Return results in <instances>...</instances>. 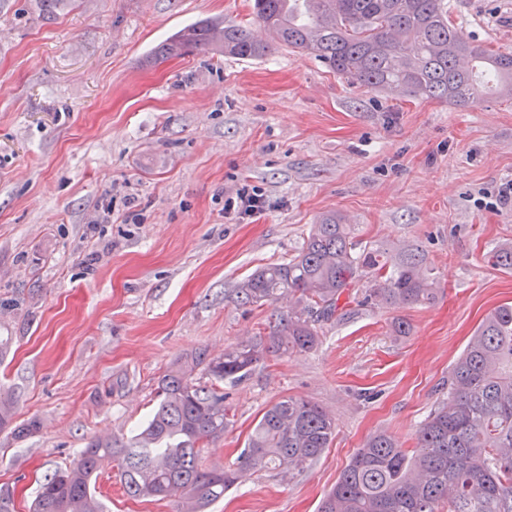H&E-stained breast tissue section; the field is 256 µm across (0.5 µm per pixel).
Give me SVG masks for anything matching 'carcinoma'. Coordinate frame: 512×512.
<instances>
[{
    "mask_svg": "<svg viewBox=\"0 0 512 512\" xmlns=\"http://www.w3.org/2000/svg\"><path fill=\"white\" fill-rule=\"evenodd\" d=\"M274 42L313 56L370 91L473 101L493 81L512 98V53H489L450 20L444 0H253ZM260 57L269 45L244 28L200 20L177 31L157 56L197 50ZM491 266L512 270V241L489 251ZM390 307L430 303L436 284L420 252L356 249L336 214L314 225L301 251L256 269L237 288L243 305L288 299L269 332L212 358L200 350L157 381L158 402L129 438L94 437L77 458L40 483L31 512H104L93 478L116 469L132 499H176L177 512H207L224 492L260 471H301L335 436L318 403L285 397L262 414L233 465L207 466L205 444L230 424L224 382L239 383L269 356L305 353L324 322L342 318L352 290ZM15 393L0 391V429L12 424ZM319 512H512V305L481 323L448 379V400L427 417L408 449L386 432L366 439L321 502Z\"/></svg>",
    "mask_w": 512,
    "mask_h": 512,
    "instance_id": "obj_1",
    "label": "carcinoma"
}]
</instances>
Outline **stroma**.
Returning <instances> with one entry per match:
<instances>
[{"label":"stroma","mask_w":512,"mask_h":512,"mask_svg":"<svg viewBox=\"0 0 512 512\" xmlns=\"http://www.w3.org/2000/svg\"><path fill=\"white\" fill-rule=\"evenodd\" d=\"M454 24L489 51L512 50V0H447ZM221 17L261 41L252 0H70L56 17L0 0V388L18 396L0 430V486L29 512L39 481L94 436H130L159 377L199 350L217 356L259 334L287 302L243 306L238 284L304 246L333 213L354 241L427 258L431 305L351 304L319 347L268 358L229 388L231 423L203 452L231 464L264 410L287 396L335 419L329 448L293 473H256L211 512H318L366 438L414 447L448 378L512 273L487 265L512 241V99L464 107L374 92L273 45L242 59L207 50L156 60L166 37ZM245 188L265 209L225 201ZM137 219L124 223L127 213ZM412 331L396 336L393 318ZM111 484L106 512H177Z\"/></svg>","instance_id":"35a3bbf8"}]
</instances>
